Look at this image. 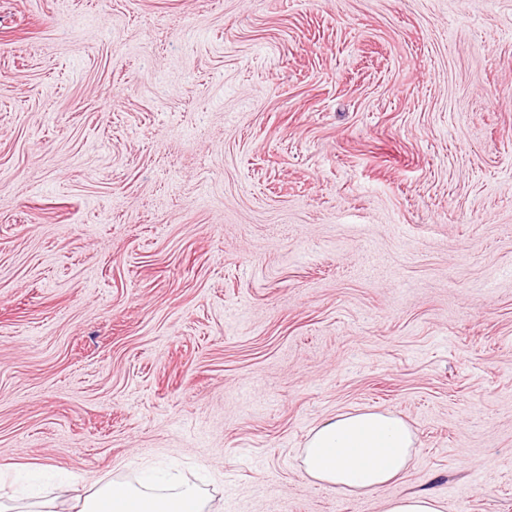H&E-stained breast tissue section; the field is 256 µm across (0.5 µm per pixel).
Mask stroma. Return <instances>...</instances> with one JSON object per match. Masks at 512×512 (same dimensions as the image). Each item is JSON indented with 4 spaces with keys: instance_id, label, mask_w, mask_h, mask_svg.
<instances>
[{
    "instance_id": "stroma-1",
    "label": "stroma",
    "mask_w": 512,
    "mask_h": 512,
    "mask_svg": "<svg viewBox=\"0 0 512 512\" xmlns=\"http://www.w3.org/2000/svg\"><path fill=\"white\" fill-rule=\"evenodd\" d=\"M409 424L366 494L297 457ZM512 512V0H0V498ZM414 446L410 426L389 412L342 413L312 430L300 468L338 492H373L403 475ZM168 484L172 491L165 494L141 488L112 483L109 486L91 488L82 497L79 512H203L204 501L198 491L187 484L179 483L178 476L171 473ZM441 502L426 494H408L387 501L384 512H442Z\"/></svg>"
}]
</instances>
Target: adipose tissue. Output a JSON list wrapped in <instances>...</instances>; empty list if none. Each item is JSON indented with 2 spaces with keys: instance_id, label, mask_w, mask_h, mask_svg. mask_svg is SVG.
Returning a JSON list of instances; mask_svg holds the SVG:
<instances>
[{
  "instance_id": "obj_1",
  "label": "adipose tissue",
  "mask_w": 512,
  "mask_h": 512,
  "mask_svg": "<svg viewBox=\"0 0 512 512\" xmlns=\"http://www.w3.org/2000/svg\"><path fill=\"white\" fill-rule=\"evenodd\" d=\"M415 446L410 426L384 411L342 413L314 428L302 448V471L342 493L376 491L403 475ZM165 494L122 483L87 490L79 512H204L198 491L168 479Z\"/></svg>"
}]
</instances>
